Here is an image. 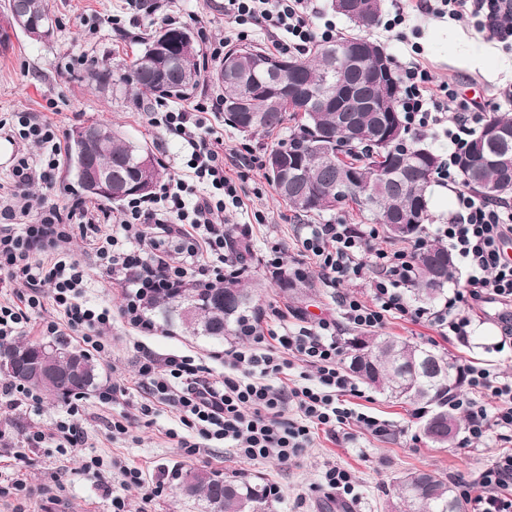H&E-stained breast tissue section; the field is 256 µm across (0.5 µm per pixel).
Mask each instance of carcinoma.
<instances>
[{
  "label": "carcinoma",
  "instance_id": "1",
  "mask_svg": "<svg viewBox=\"0 0 512 512\" xmlns=\"http://www.w3.org/2000/svg\"><path fill=\"white\" fill-rule=\"evenodd\" d=\"M26 13L38 25L53 29L44 0H20ZM377 18L367 25H358L362 33L343 37L334 44H315L310 57H293L296 64L293 82L300 95L303 112H279L270 108L266 99L273 91L276 79L267 69V62L276 55L256 47H233L225 51L218 71L224 102L238 97L242 111L224 112V119L237 131L251 135H268L277 129L288 128V139L269 150L265 167L267 175L279 196L297 210L317 214L345 205L367 213L375 223L382 225L397 240H409L420 233L421 225L411 224L398 233L392 224L401 214L422 213L428 216L427 188L439 167V159L420 139L412 136L402 117L396 111L397 90H391L383 99L381 82L369 80L360 69L338 76L336 69L328 67V58L357 40H366L363 31L372 27ZM157 33L146 35L143 48L114 74L112 65L103 63L89 73V80L99 88L120 85L135 98L154 96L165 100H185L192 96L200 83L199 50L182 53L174 48L165 57L155 53ZM342 81L346 95L336 94V81ZM387 106L388 112H354L368 136L354 143L345 141L342 127L336 124V110H347L355 101ZM391 119L401 129L400 139L385 146L372 142L376 128L385 119ZM98 129L108 136L110 151L97 157L95 162L112 166L115 181L137 182L142 170L139 160L148 148L125 138L119 131L107 126ZM342 146V158L335 159L340 166L356 168L359 181L337 202L324 200L326 191L336 185V170H330L309 153L308 147L316 142ZM384 152L402 161L404 169L422 175L418 190L410 187L390 188L403 178L400 173L381 168L376 154ZM471 167H460L464 186L486 199H500L512 194V137L500 142H484L477 136L468 145ZM280 159L287 171L302 167L301 186L310 187L315 196L304 198L301 190L288 195L281 192L280 177L271 167V160ZM448 248L440 243L431 244L418 253L417 276L413 294L421 299H432L454 280L455 269L448 263ZM149 310L166 327L180 325L194 336H205L220 342L226 336H238L248 320L258 321L260 309L253 304L241 281L229 280L222 286L187 288L154 297ZM349 369L356 377L373 388H379L390 397L432 409V414L448 423V391L462 382L451 358L406 341L381 336L352 337ZM0 375L11 383L23 384L56 400L86 393L96 388L101 376L100 365L90 354L79 348L66 336L48 340H19L0 345ZM182 492L200 499L205 512H271L270 486L248 479H227L221 474L198 468L180 473ZM400 504L406 512H463V503L452 495L448 478L435 471L416 469L405 474L397 488Z\"/></svg>",
  "mask_w": 512,
  "mask_h": 512
}]
</instances>
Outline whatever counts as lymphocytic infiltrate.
<instances>
[{"label": "lymphocytic infiltrate", "instance_id": "lymphocytic-infiltrate-1", "mask_svg": "<svg viewBox=\"0 0 512 512\" xmlns=\"http://www.w3.org/2000/svg\"><path fill=\"white\" fill-rule=\"evenodd\" d=\"M318 0H224V13L235 29L226 40L244 38V25L259 28L280 51L306 54L311 44L339 39L336 23L321 19ZM419 11L438 17L475 19L480 31L504 41L512 36V0H421ZM399 92L396 108L413 133L444 136L448 160L437 177L455 195L456 209L447 223L435 225L434 238L444 243L465 272L463 287L453 289L433 308L413 307L406 297L416 279L421 241L405 248H380L378 225L307 224L296 239L302 256L312 260L327 287L356 282L357 292L341 299L342 319L319 320L269 339L263 328L244 325L240 343L224 351L229 372L208 379L193 357L146 351L137 363L134 386L147 404L173 410L183 427L169 437L193 457L221 442L248 464L285 461L313 447L318 433L338 437L347 427L385 437L387 422L348 407L344 398L358 395L343 368V326L378 329L391 317L434 327L453 346H467L475 305L512 303V259L502 244L512 238V202L476 196L458 180L457 159L475 133L481 115L448 82L435 78L419 55L396 61ZM152 124L179 135L188 152L187 175L171 177L151 197H134L102 229L99 216L83 199L66 205L35 196L33 186H52L59 173L62 143L54 126L31 113L17 115L13 134L23 143L13 159L11 181L0 191V343L24 335L39 319L43 335L68 329L95 352L108 346L104 336L109 309L85 298L86 271L67 250L81 234L97 267L125 290L121 314L143 332L155 324L147 316L152 297L190 285L199 287L236 274L232 235L226 224L242 199L235 181L224 172V140L202 133L193 114L159 102ZM37 155L28 153V146ZM52 317H45V307ZM457 370L470 391L448 397L451 410L465 420L462 447L475 443L504 446L487 468L455 479L468 512H512V375L475 365L461 357ZM298 371L300 381L278 388L268 380Z\"/></svg>", "mask_w": 512, "mask_h": 512}]
</instances>
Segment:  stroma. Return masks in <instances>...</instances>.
<instances>
[{"instance_id":"obj_1","label":"stroma","mask_w":512,"mask_h":512,"mask_svg":"<svg viewBox=\"0 0 512 512\" xmlns=\"http://www.w3.org/2000/svg\"><path fill=\"white\" fill-rule=\"evenodd\" d=\"M53 19L49 39L37 41L19 31L11 32L10 42L0 47V120L12 121L14 113L31 112L46 119L67 136L77 127L91 123L113 124L125 136L153 152L162 169V179L184 173L187 153L179 137L152 126L151 102L137 105L125 100L122 92L90 85L85 69L73 66L75 56L85 54L96 62H110L121 67L133 52L140 50L146 33L164 26L167 21L206 33L200 50L223 40L230 26L214 0H168L153 13H140L139 19L125 31L114 30L109 18L120 11L124 0H46ZM411 15L409 41L416 43L433 74L454 82L465 97L484 103L486 111H499L494 94L497 88L512 81V76L493 74L474 66L484 55L512 59V44L488 38L477 32L472 21L436 18L418 12L417 0H407ZM206 130L223 137L225 150L250 148L256 158H263L271 145L284 141L287 130L271 135L247 137L229 126L223 114L201 113ZM242 208L234 214L235 222L252 227L249 249L243 254L247 272L245 287L256 295L260 308V325L280 333L314 325L321 319L340 316L338 289L326 287L314 266L297 252L294 240L301 224L326 222L363 224L361 215L339 207L307 217L289 207L276 194L263 166H256L240 184ZM279 247L281 268L286 272L301 270L303 279L294 288L279 287L263 257L272 247ZM85 298L94 305L110 307L112 325L106 334L112 340L109 352L98 354L102 367L101 384L132 378L136 371L138 347L156 353H176L200 359L212 374L224 370L218 358L223 347L212 340L191 335L180 327L159 328L155 334L143 335L133 330L121 315L123 288L97 270H89ZM512 307L488 302L476 306V320L468 347L462 350L443 341L437 331L423 323L391 318L380 333L409 341L425 348L463 356L479 365L512 374V361L496 351L500 341V315ZM357 405L388 422L391 435L378 438L353 431L350 438L330 439L319 435L314 447L299 457L276 464L247 465L238 462L232 449L212 448L192 459L184 458L166 432L178 421L169 408L158 406L139 416L125 439H113L112 420L121 407L101 403L96 392L83 394L78 411L67 416L69 401L41 396L38 404L22 406L0 416V448H14L24 453L21 472L28 494L0 496V512H110L111 497L126 498L130 512H204L202 502L182 495L177 472L190 467H205L226 476L278 486L273 512H393L394 491L401 477L415 469L434 470L448 479L468 475L489 466L494 450L473 451L453 442L441 448L427 442L418 429L414 406L397 401L373 389H364ZM71 418L84 434V441L74 448H27L24 431L31 424L52 429L56 421ZM104 459L111 475L109 489H101L86 479L82 465L88 457ZM348 470L355 485L350 500L330 495L323 485L326 465ZM142 470L147 481L164 479L162 493L151 502H143L142 489L122 485L123 467Z\"/></svg>"}]
</instances>
